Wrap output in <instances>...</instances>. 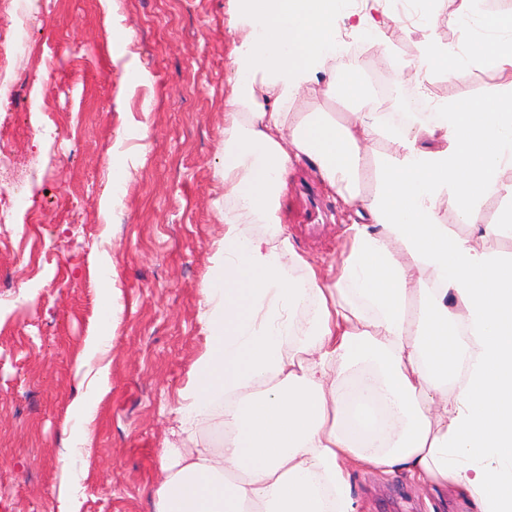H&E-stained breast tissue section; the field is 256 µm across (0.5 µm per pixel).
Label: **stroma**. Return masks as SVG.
I'll return each instance as SVG.
<instances>
[{
    "label": "stroma",
    "instance_id": "stroma-1",
    "mask_svg": "<svg viewBox=\"0 0 512 512\" xmlns=\"http://www.w3.org/2000/svg\"><path fill=\"white\" fill-rule=\"evenodd\" d=\"M235 0H35L32 54L12 60L23 86L0 98V126L29 179V210L0 235V512H153L162 449L211 447L214 419L178 431L183 393L205 355L201 289L224 232V93ZM431 30L400 33L401 54L426 36L458 47L464 0H439ZM432 83L447 96L499 83L472 64ZM41 107L26 111L24 97ZM127 174L110 214L103 196ZM350 208L306 164L288 174L282 233L310 263L340 264ZM112 257L120 319L88 455L68 461L73 400L95 387L78 371L99 330L95 257ZM361 512H471L456 493L403 473L350 471Z\"/></svg>",
    "mask_w": 512,
    "mask_h": 512
}]
</instances>
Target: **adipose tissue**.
Segmentation results:
<instances>
[{
  "label": "adipose tissue",
  "instance_id": "obj_1",
  "mask_svg": "<svg viewBox=\"0 0 512 512\" xmlns=\"http://www.w3.org/2000/svg\"><path fill=\"white\" fill-rule=\"evenodd\" d=\"M467 4L455 22L481 38L498 88L447 99L427 123L397 129L380 120L360 62L327 70L346 0H236L224 235L202 290L209 348L181 420L186 433L193 418L217 417L229 434L221 452L164 465L156 512H359L350 463L453 486L475 512H512V255L491 246L512 236V12ZM418 61L420 83L472 58L428 38ZM323 83L354 105L352 122L297 111ZM382 140L392 150L374 156ZM300 159L354 210L339 269L309 264L289 239L245 231L277 228ZM370 168L378 188L366 196ZM493 195L501 217L480 223ZM444 208L469 236L442 224ZM96 265L106 274L103 329L81 364L103 382L122 307L110 256ZM294 336L308 342L284 355ZM357 379L366 386L352 402ZM98 404L93 390L72 404L75 453L93 442Z\"/></svg>",
  "mask_w": 512,
  "mask_h": 512
}]
</instances>
